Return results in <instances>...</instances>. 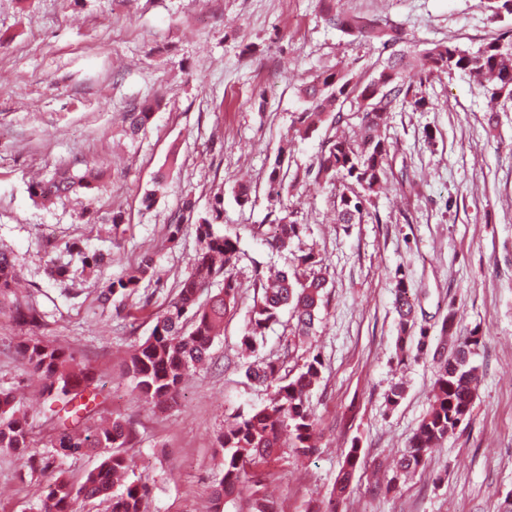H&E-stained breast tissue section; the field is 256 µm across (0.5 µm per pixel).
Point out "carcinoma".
Wrapping results in <instances>:
<instances>
[{"label":"carcinoma","instance_id":"cac0c4a2","mask_svg":"<svg viewBox=\"0 0 512 512\" xmlns=\"http://www.w3.org/2000/svg\"><path fill=\"white\" fill-rule=\"evenodd\" d=\"M328 21L341 31L371 44H378L388 56L376 69V76L360 84L349 73L337 70L321 73L300 88L307 107L300 113L297 132L303 136L324 123L340 127L346 121L343 105L356 104L358 134L351 139L334 136L327 139L316 161V176L339 182L337 221L351 224L363 217L366 204L378 193L385 178L384 163L390 144L381 133L386 113L398 104L416 109L428 106L426 98L407 74L411 53L400 48L401 30L381 17L346 14L336 10V0H320ZM425 73L468 74L482 87L488 99V121L492 122L499 103L512 100V29L483 44L477 51L461 49L451 42H441L420 54ZM154 106L145 101L125 114V135L135 140L145 131ZM102 180L101 171L86 167L80 174L68 168L58 169L48 180L32 183L29 193L43 203L68 196L71 192H92ZM223 196L218 195L210 211L193 215L194 204L188 200L182 213L169 225L173 240L183 224H194L201 244L191 271L178 286L166 307L151 314L153 327L145 340L134 346L125 361L126 373L134 389L149 406L166 410L179 405L185 375L204 365L210 357L213 341L224 330V319L237 304L239 285L232 268L238 259L237 242L220 234L215 225L223 217ZM275 233L268 239L271 248L288 249L302 232V225L285 213L273 220ZM65 251L77 256L85 268L99 266L102 255L89 254L77 244H66ZM152 256L141 262L101 293L108 301L115 295L128 299L137 294L142 280L155 274ZM224 288L207 304L199 302L201 293L218 277ZM17 271L8 250L0 248V313L9 312L21 329L38 328L43 313L32 300L18 293ZM328 280L324 259L312 253L298 257V268L281 271L273 277L260 278L261 293L253 301L248 321L240 339L249 352L264 341L266 330L279 320L280 312L289 310L295 319L294 336L304 340L313 334L315 321L326 295ZM398 313V363L404 364L427 354L429 336L420 330L416 345L407 335L416 324L415 306L404 277H396ZM482 337L472 331L458 333L457 314L443 319L441 339L433 350L437 363L430 410L418 425L405 453L395 463V477L416 472L424 458L440 445L457 426L470 417L480 375L475 364ZM28 372L37 377L42 394L53 397L60 407L52 412L51 450L33 449V422L12 391L0 388V449L15 454L30 473L51 471L54 480L38 505L39 512H74L79 501L97 500L105 512H148L153 489L129 476L134 461L126 451L131 431L119 419L106 420L105 409L97 403L102 390L96 374L76 361L72 353L52 341L28 338L19 344ZM324 362L314 354L304 361L296 374L280 375L274 360L251 363L247 379L274 386L270 403L262 409L239 412L217 437V473L209 493L210 512H223L224 500L245 487L250 471L280 456L285 448L305 457L313 455V437L317 422L307 404L320 381ZM97 418L98 424L86 426ZM88 454L99 456L96 467L74 480L63 468L65 459ZM361 449L349 448L333 495L343 496L354 474L361 469Z\"/></svg>","mask_w":512,"mask_h":512}]
</instances>
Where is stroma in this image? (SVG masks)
<instances>
[{"label": "stroma", "mask_w": 512, "mask_h": 512, "mask_svg": "<svg viewBox=\"0 0 512 512\" xmlns=\"http://www.w3.org/2000/svg\"><path fill=\"white\" fill-rule=\"evenodd\" d=\"M348 13L382 14L414 53L453 42L477 50L512 28L487 0H339ZM381 55L328 25L319 0H0V245L9 248L25 288L44 314L34 333L58 342L94 369L105 408L130 423L137 479L153 486L150 512H200L214 479L216 438L234 414L269 404L271 387L247 380L240 336L259 290L256 268H293L312 252L327 265L328 288L315 332L289 350L285 321L270 326L255 359L298 370L308 353L324 370L308 398L318 449L286 451L271 462L264 493L280 512H317L327 503L344 457L364 460L336 512H499L512 497V102L487 122V100L461 72L424 76L423 110L396 106L383 127L392 148L387 180L361 222L335 220L337 191L316 177L328 127L297 134L305 102L299 85L345 68L370 81ZM159 101L145 132L131 140L123 115ZM288 174L271 193L280 145ZM103 170L96 195L77 192L44 205L32 180L56 168ZM166 179L153 205L143 198L157 174ZM251 188L240 202V184ZM224 197L217 229L236 238L238 302L204 370L189 373L179 408L152 410L123 372L133 346L149 335L200 249L192 225L168 239L185 200L205 212ZM293 211L304 231L284 251L266 244L270 212ZM124 224L112 226L115 212ZM101 252L104 265L83 269L65 243ZM153 252L157 279L144 280L121 305H101L109 282ZM70 276L50 278L51 265ZM415 298L417 323L438 344L448 311L461 333L483 343L473 412L409 480H395L393 460L430 406L431 357L399 364L395 277ZM0 316V388L12 390L46 444L49 403L18 353L27 338ZM404 384L399 405L386 397ZM50 474L21 471L0 453V512H36V489Z\"/></svg>", "instance_id": "obj_1"}]
</instances>
